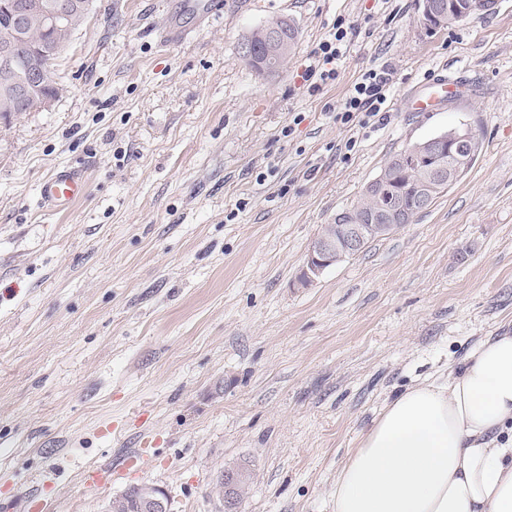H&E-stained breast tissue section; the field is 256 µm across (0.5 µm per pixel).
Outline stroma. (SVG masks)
<instances>
[{"mask_svg": "<svg viewBox=\"0 0 512 512\" xmlns=\"http://www.w3.org/2000/svg\"><path fill=\"white\" fill-rule=\"evenodd\" d=\"M92 0L51 72V106L0 120V504L104 512L136 484L171 512H331L348 453L404 387L512 324V0L427 31L417 0ZM293 21L286 64L257 72L243 36ZM347 52L312 90L336 19ZM173 22L183 42H161ZM371 70L390 94L367 126L333 111ZM463 84L433 112L413 86ZM460 124L481 151L411 224L327 268L310 242L391 156ZM291 135H284V128ZM353 149H346L347 140ZM80 170L68 210L41 181ZM147 450L136 470L125 457ZM112 469L88 490L81 473ZM247 473L243 469H224V476L222 477V482H224V499L222 501L223 512H237V505L239 502V491L240 488L243 487V484L246 482ZM222 482L220 479L218 480L217 494L219 497L222 496Z\"/></svg>", "mask_w": 512, "mask_h": 512, "instance_id": "1", "label": "stroma"}]
</instances>
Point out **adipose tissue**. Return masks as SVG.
Masks as SVG:
<instances>
[{"label":"adipose tissue","mask_w":512,"mask_h":512,"mask_svg":"<svg viewBox=\"0 0 512 512\" xmlns=\"http://www.w3.org/2000/svg\"><path fill=\"white\" fill-rule=\"evenodd\" d=\"M330 501L332 512H512V331L398 393Z\"/></svg>","instance_id":"obj_1"}]
</instances>
